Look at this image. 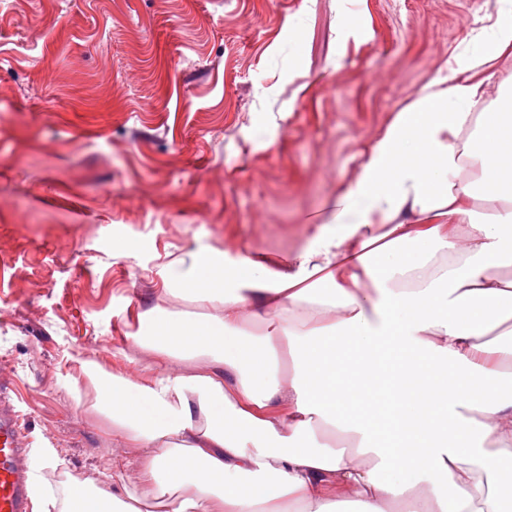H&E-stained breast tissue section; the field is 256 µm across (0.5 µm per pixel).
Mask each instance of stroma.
Returning a JSON list of instances; mask_svg holds the SVG:
<instances>
[{
	"instance_id": "stroma-1",
	"label": "stroma",
	"mask_w": 512,
	"mask_h": 512,
	"mask_svg": "<svg viewBox=\"0 0 512 512\" xmlns=\"http://www.w3.org/2000/svg\"><path fill=\"white\" fill-rule=\"evenodd\" d=\"M496 0H0V375L34 477L139 487L82 363L148 379L138 313L202 246L287 258ZM360 16L356 30L344 14ZM303 30L296 44L289 22ZM136 248L123 253L119 242Z\"/></svg>"
}]
</instances>
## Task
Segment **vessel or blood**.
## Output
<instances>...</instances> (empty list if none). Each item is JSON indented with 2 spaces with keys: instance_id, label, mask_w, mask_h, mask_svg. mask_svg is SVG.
<instances>
[{
  "instance_id": "b4317fda",
  "label": "vessel or blood",
  "mask_w": 512,
  "mask_h": 512,
  "mask_svg": "<svg viewBox=\"0 0 512 512\" xmlns=\"http://www.w3.org/2000/svg\"><path fill=\"white\" fill-rule=\"evenodd\" d=\"M0 380V512H30L28 442Z\"/></svg>"
}]
</instances>
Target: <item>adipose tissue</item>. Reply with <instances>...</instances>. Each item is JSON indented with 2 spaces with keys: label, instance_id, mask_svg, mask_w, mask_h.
Returning a JSON list of instances; mask_svg holds the SVG:
<instances>
[{
  "label": "adipose tissue",
  "instance_id": "ef3b65f1",
  "mask_svg": "<svg viewBox=\"0 0 512 512\" xmlns=\"http://www.w3.org/2000/svg\"><path fill=\"white\" fill-rule=\"evenodd\" d=\"M396 112L287 260L171 259L139 313L164 373L85 367L154 512H512V0ZM501 341L489 348L486 338ZM71 503L143 512L121 474Z\"/></svg>",
  "mask_w": 512,
  "mask_h": 512
}]
</instances>
